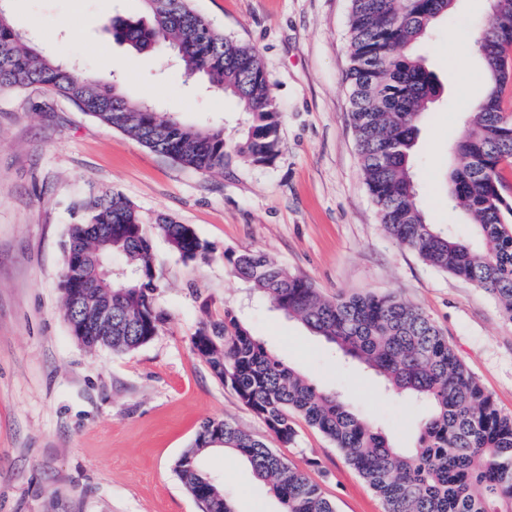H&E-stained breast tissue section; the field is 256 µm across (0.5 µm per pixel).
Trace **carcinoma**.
I'll use <instances>...</instances> for the list:
<instances>
[{"instance_id": "1", "label": "carcinoma", "mask_w": 512, "mask_h": 512, "mask_svg": "<svg viewBox=\"0 0 512 512\" xmlns=\"http://www.w3.org/2000/svg\"><path fill=\"white\" fill-rule=\"evenodd\" d=\"M144 15L111 19L115 41L137 52L163 42L179 50L184 75L206 78L233 98L246 119L237 139L222 126H194L126 98L114 84L82 74L38 48L0 15V90L40 85L75 103L101 123L202 173L223 172L234 159L271 166L280 153L281 112L258 53L215 30L190 0H142ZM454 0H351L348 81L350 120L359 167L380 221L399 245L429 266L489 291L512 321V197L502 166L512 163V113L503 93L512 83V0H496L494 17L474 39L488 85L450 147L463 160L448 169L446 193L472 225L473 240L428 222L410 164L419 122L441 85L412 47ZM65 254L84 253L95 284L82 306L62 275L64 317L73 338L90 351H133L159 333L166 315L157 305L159 275L153 236L185 261L208 259L211 243L187 224L161 216L147 231L134 205L105 191L77 203ZM116 263L122 277L101 278L96 260ZM234 276L273 308L372 370L384 389L427 412L400 447L335 391H323L273 355L234 312L203 322L191 338L211 374L292 445L298 415L341 450L385 504V512H512V415L502 413L462 364L448 339L419 308L394 295L329 300L304 277L255 251H224ZM285 505V512H335L318 484L290 466L263 439L229 420L200 426L175 471L201 512H236L221 486L207 483L201 456L215 431Z\"/></svg>"}]
</instances>
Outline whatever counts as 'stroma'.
<instances>
[{"instance_id": "obj_1", "label": "stroma", "mask_w": 512, "mask_h": 512, "mask_svg": "<svg viewBox=\"0 0 512 512\" xmlns=\"http://www.w3.org/2000/svg\"><path fill=\"white\" fill-rule=\"evenodd\" d=\"M213 27L254 47L283 114L273 166L237 161L221 173L180 166L101 124L42 86L0 94V512H200L175 463L208 419L238 423L317 483L337 512H384L382 500L318 429L296 419L278 443L194 353L201 321L234 310L250 333L323 390L342 392L404 444L416 408L388 396L363 366L251 294L224 253L256 251L310 280L325 296L392 294L420 308L458 358L512 414V321L482 289L425 264L395 243L363 180L350 121L351 0H192ZM16 29L79 61L124 95L188 124L224 126L244 115L202 81H185L165 50L133 53L105 25L137 17L141 0H8ZM490 0H455L416 51L442 92L420 120L413 172L431 223L472 228L443 189L448 144L463 131L486 76L473 45ZM466 57V70L457 60ZM112 190L145 225L161 215L214 247L184 261L155 241L161 330L136 350H88L72 337L59 289L71 203ZM236 512H283L232 451L202 457Z\"/></svg>"}]
</instances>
